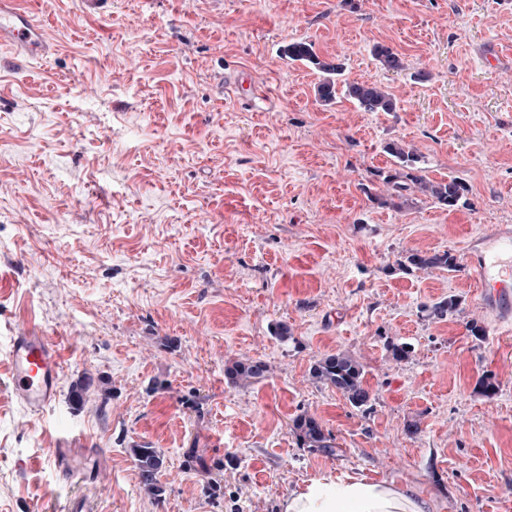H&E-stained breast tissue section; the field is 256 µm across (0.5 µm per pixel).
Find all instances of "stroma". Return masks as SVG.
<instances>
[{
	"instance_id": "35a3bbf8",
	"label": "stroma",
	"mask_w": 512,
	"mask_h": 512,
	"mask_svg": "<svg viewBox=\"0 0 512 512\" xmlns=\"http://www.w3.org/2000/svg\"><path fill=\"white\" fill-rule=\"evenodd\" d=\"M24 3L50 51L24 68L0 51V512H281L320 473L411 487L434 512H512V326L469 254L512 226V59H489L512 46V0H112L100 17ZM293 41L397 111L321 105L318 74L281 54ZM378 43L403 70L380 67ZM239 74L262 101L225 93ZM392 140L430 179L460 178L471 207L374 201ZM411 250L462 267L408 274ZM450 296L457 311L434 316ZM22 326L61 351L41 416L8 389ZM337 352L363 365L370 409L311 380ZM246 358L268 376L231 385L225 363ZM303 413L335 455L302 448ZM64 424L105 449L99 476L91 458L57 469ZM137 444L163 455L159 496ZM372 52L383 69L398 72L404 68L402 58L392 47L378 43L374 45Z\"/></svg>"
}]
</instances>
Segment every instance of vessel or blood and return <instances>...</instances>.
Listing matches in <instances>:
<instances>
[{"label": "vessel or blood", "mask_w": 512, "mask_h": 512, "mask_svg": "<svg viewBox=\"0 0 512 512\" xmlns=\"http://www.w3.org/2000/svg\"><path fill=\"white\" fill-rule=\"evenodd\" d=\"M45 40L21 0H0V49H25L27 59L44 57ZM474 266L486 301L512 310V230L483 237ZM9 384L15 399L34 414L52 406L58 395L61 356L57 346L33 328L15 331L7 353Z\"/></svg>", "instance_id": "b4317fda"}]
</instances>
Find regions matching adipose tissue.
<instances>
[{"instance_id": "1", "label": "adipose tissue", "mask_w": 512, "mask_h": 512, "mask_svg": "<svg viewBox=\"0 0 512 512\" xmlns=\"http://www.w3.org/2000/svg\"><path fill=\"white\" fill-rule=\"evenodd\" d=\"M282 512H430L414 489L366 477L317 476L291 491Z\"/></svg>"}]
</instances>
